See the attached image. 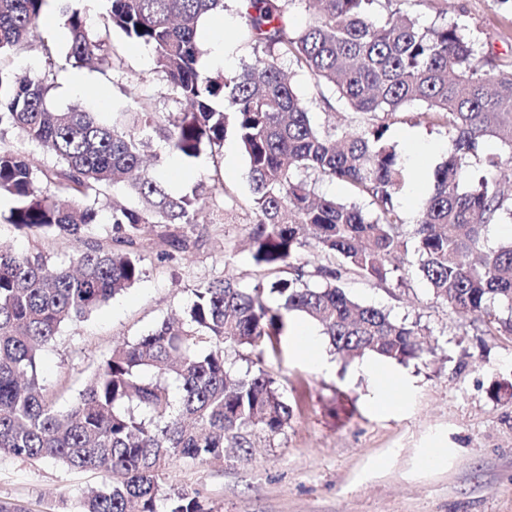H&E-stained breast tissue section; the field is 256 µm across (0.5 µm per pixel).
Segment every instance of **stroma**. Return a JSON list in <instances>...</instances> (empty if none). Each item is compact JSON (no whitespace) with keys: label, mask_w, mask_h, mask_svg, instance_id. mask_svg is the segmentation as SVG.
Returning a JSON list of instances; mask_svg holds the SVG:
<instances>
[{"label":"stroma","mask_w":512,"mask_h":512,"mask_svg":"<svg viewBox=\"0 0 512 512\" xmlns=\"http://www.w3.org/2000/svg\"><path fill=\"white\" fill-rule=\"evenodd\" d=\"M428 25L441 17L479 29L487 55L512 62V6L496 0H375L373 11L391 9ZM39 39L21 54L6 58L19 70L51 69L52 103L57 109L77 101L95 106L68 89L65 37L39 25ZM123 60L120 72L104 75L85 69L86 82L107 99L101 117L111 120L127 94L159 112L184 106L153 70L151 51L112 36ZM51 45L53 57L43 47ZM421 104L406 106L390 127V141L403 155L426 152V163L410 167L398 198L406 218L433 190V173L448 143L447 127L423 121ZM157 172L171 193L189 194L223 181L200 217L205 228L195 245L181 249L161 241L156 230L142 233L143 276L78 325H64L43 357L40 374L58 407L73 403L114 345L137 339L158 322L182 312L193 291L233 275L249 287L269 279L255 266L249 248L254 220L244 154L235 167L226 162L234 136L222 148L203 151L172 169V155L161 136H153ZM12 200L0 195V243L25 251L34 247L65 262L81 249L76 239L47 234L32 238L8 222ZM341 285L356 302L388 311L397 321L420 326L422 359L393 364L405 377L404 405L379 409L380 390L363 366L371 355L348 356L332 347L324 352L331 372L316 371L296 355L291 337L282 340L280 359L270 361L293 417L285 431L268 438L252 435L247 458L193 463L173 460L162 477L165 491L198 490L213 512H512V333L500 324L463 316L431 295L417 272L390 276L378 284L358 275ZM437 463H430V456ZM102 481L94 471H72L59 463L0 458V502L23 512H81L82 496Z\"/></svg>","instance_id":"stroma-1"}]
</instances>
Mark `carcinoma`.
<instances>
[{
    "label": "carcinoma",
    "instance_id": "obj_1",
    "mask_svg": "<svg viewBox=\"0 0 512 512\" xmlns=\"http://www.w3.org/2000/svg\"><path fill=\"white\" fill-rule=\"evenodd\" d=\"M47 2L0 0V58L35 36ZM98 2L100 33L79 11L64 10L65 62L119 70L122 58L107 40L113 33L134 40L152 49L156 71L187 109L165 116L133 98L109 124L80 102L54 109L51 71L0 65V128L54 158L39 167L20 149L0 150V194L13 200L9 223L28 235L83 242L66 263L0 244V456L101 472V484L83 493L84 512H211L196 491L164 493L161 476L175 459L204 463L246 452L255 429L272 437L284 431L293 409L264 363L281 354L292 313L317 322L339 352L397 363L424 355L419 326L355 302L340 286L343 274L384 282L412 241L435 299L475 319L512 313V243L487 245L490 228L512 215V195L497 181L502 156L489 149L494 141L512 151V63L490 76L471 28L446 20L423 26L397 9L383 19L370 9L376 0H314V20L297 31L289 29L297 0H239L240 37L263 57L228 77L199 65L198 26L223 11L224 0ZM285 62L329 86L359 123L332 121L336 105L326 97L327 118L314 123ZM413 103L450 137L433 191L410 224L397 203L408 171L389 131L391 118ZM150 130L183 159L234 135L248 160L252 260L287 268L289 277L245 288L227 275L194 289L181 318L113 347L62 411L39 372L61 327L141 279L143 225L163 228L162 240L186 248L189 240L173 228L200 224L204 197L168 192L146 166ZM472 158L483 161L477 178ZM311 173L370 199L373 213L316 195ZM108 186L125 198L111 212L113 237L126 246L120 252L90 236L99 219L91 198ZM306 248L340 263L319 267L312 283L298 262ZM242 350L256 368H235L230 355Z\"/></svg>",
    "mask_w": 512,
    "mask_h": 512
}]
</instances>
